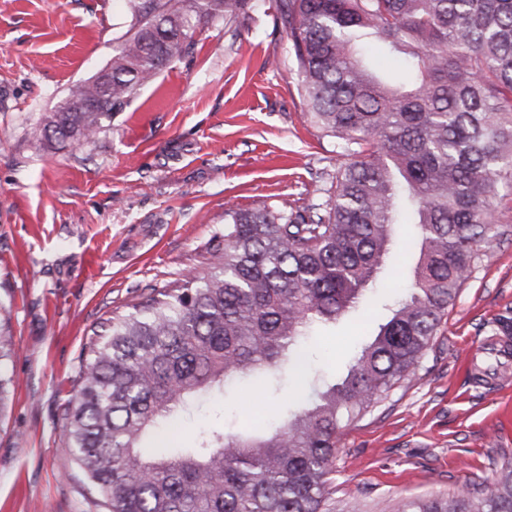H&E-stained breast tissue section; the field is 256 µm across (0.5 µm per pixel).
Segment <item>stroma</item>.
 I'll return each mask as SVG.
<instances>
[{"instance_id":"1","label":"stroma","mask_w":512,"mask_h":512,"mask_svg":"<svg viewBox=\"0 0 512 512\" xmlns=\"http://www.w3.org/2000/svg\"><path fill=\"white\" fill-rule=\"evenodd\" d=\"M129 0H0V304L15 390L0 413V512H106L72 461L60 406L92 329L188 270L205 271L228 206L317 199L343 162L305 116L275 0L235 23L199 24L93 141L47 142L45 115L112 59ZM495 224L415 372L346 427L333 460L341 512L456 490L512 458V420L494 377L468 375L483 338L512 329V190L491 198ZM95 265H88V255ZM387 319L338 320L313 367L334 377ZM283 397L252 390L182 418L234 431Z\"/></svg>"}]
</instances>
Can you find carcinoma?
<instances>
[{"instance_id":"obj_1","label":"carcinoma","mask_w":512,"mask_h":512,"mask_svg":"<svg viewBox=\"0 0 512 512\" xmlns=\"http://www.w3.org/2000/svg\"><path fill=\"white\" fill-rule=\"evenodd\" d=\"M134 33L108 73L74 86L47 139L92 141L195 26L254 0H131ZM307 116L347 158L320 203L224 212V246L116 311L83 345L61 419L66 447L107 512H333L341 430L414 373L490 236V199L512 186V0H276ZM403 58L409 80L373 67ZM416 228L407 296L339 380L311 374L308 340L379 304L396 227ZM0 305V361L13 354ZM246 380L313 395L237 432L203 426L170 449L181 414ZM398 512H512V463Z\"/></svg>"}]
</instances>
